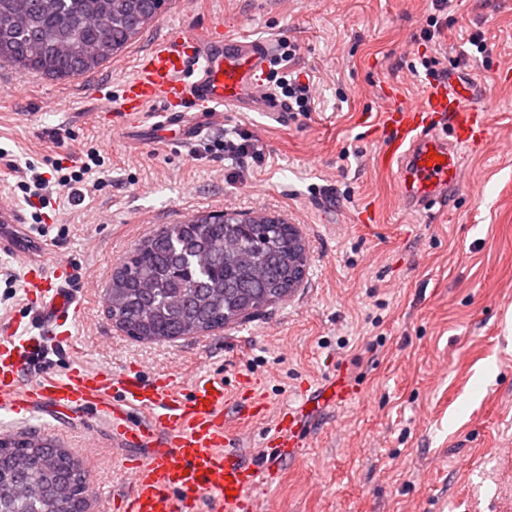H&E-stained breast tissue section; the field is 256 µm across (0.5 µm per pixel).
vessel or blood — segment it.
Returning a JSON list of instances; mask_svg holds the SVG:
<instances>
[{
  "label": "vessel or blood",
  "mask_w": 512,
  "mask_h": 512,
  "mask_svg": "<svg viewBox=\"0 0 512 512\" xmlns=\"http://www.w3.org/2000/svg\"><path fill=\"white\" fill-rule=\"evenodd\" d=\"M274 55L267 41L244 36L218 37L215 30L190 29L168 36L141 61L122 92L124 125L142 128L151 139L186 146L225 107L287 118L262 79ZM158 107L150 116L149 107ZM396 130L379 157L380 168L396 171L405 208L422 210L444 200L461 184V147L486 139L485 111L471 84L456 74L432 84L417 100L380 117ZM25 281L37 335L0 338V409L12 413L49 408L55 412L92 409L123 445L146 448L145 456L122 460L129 489L113 500L115 512H258L254 490L260 479L278 474L282 460L304 445L307 404L281 411L265 442L261 462L243 454L237 443L242 425L264 417L267 407L250 380H242L234 412L226 410L224 382L194 381L181 394L171 375L142 380L138 371L108 367H70L62 376L26 374L40 362L42 338L65 336L82 315L67 263L32 262ZM338 405L352 403L356 388L343 377L327 387Z\"/></svg>",
  "instance_id": "1"
}]
</instances>
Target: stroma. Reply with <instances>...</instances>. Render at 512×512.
<instances>
[{
	"label": "stroma",
	"mask_w": 512,
	"mask_h": 512,
	"mask_svg": "<svg viewBox=\"0 0 512 512\" xmlns=\"http://www.w3.org/2000/svg\"><path fill=\"white\" fill-rule=\"evenodd\" d=\"M434 12L433 0H166L93 73L53 80L0 63V203L29 228L17 253L0 254V322L32 330L26 264L67 260L82 318L71 347H50L43 369L79 361L186 382L203 365L231 391L251 379L267 412L239 438L257 457L283 408L318 399L304 448L274 483L257 485L270 512H512V5L450 0L432 42L422 31ZM201 26L296 44L310 112L283 122L228 108L223 126L189 149L133 136L116 116L122 85L166 35ZM475 33L485 53L469 45ZM434 56L476 85L489 135L481 150L463 149L465 180L444 205L408 212L377 165L395 130L365 116L418 99ZM237 130L257 134L264 162L239 166L209 151ZM91 147L104 164L75 202L52 164L72 166ZM31 164L54 183L49 205L17 187ZM225 210L293 224L306 245L301 285L241 322L173 341L117 327L105 293L135 243ZM340 375L359 399L321 402ZM17 436L71 453L91 512H114L129 484L105 422L0 410V439Z\"/></svg>",
	"instance_id": "35a3bbf8"
}]
</instances>
